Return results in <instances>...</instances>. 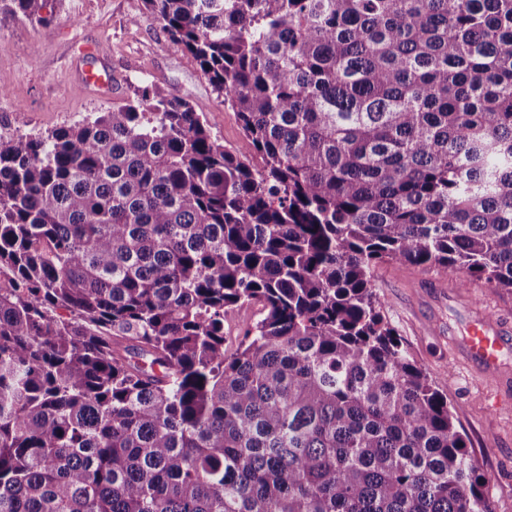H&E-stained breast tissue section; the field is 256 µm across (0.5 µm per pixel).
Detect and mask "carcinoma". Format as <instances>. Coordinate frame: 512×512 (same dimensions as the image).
<instances>
[{"label": "carcinoma", "mask_w": 512, "mask_h": 512, "mask_svg": "<svg viewBox=\"0 0 512 512\" xmlns=\"http://www.w3.org/2000/svg\"><path fill=\"white\" fill-rule=\"evenodd\" d=\"M145 4L243 144L160 91L0 138V512H493L371 278L512 293V0ZM260 318V306H243L230 313L224 321L225 347L233 352L245 330Z\"/></svg>", "instance_id": "1"}]
</instances>
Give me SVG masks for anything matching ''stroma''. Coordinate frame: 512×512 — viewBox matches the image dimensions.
I'll list each match as a JSON object with an SVG mask.
<instances>
[{
  "mask_svg": "<svg viewBox=\"0 0 512 512\" xmlns=\"http://www.w3.org/2000/svg\"><path fill=\"white\" fill-rule=\"evenodd\" d=\"M42 15L49 26L0 15V135L43 134L160 90L190 101L226 146L239 148L234 112L143 0H49ZM91 69L111 82L84 85ZM372 288L412 358L447 394L495 512H512V347L491 371L463 349L476 318L512 330V293L482 282L463 288L443 269L393 263L375 267Z\"/></svg>",
  "mask_w": 512,
  "mask_h": 512,
  "instance_id": "obj_1",
  "label": "stroma"
}]
</instances>
